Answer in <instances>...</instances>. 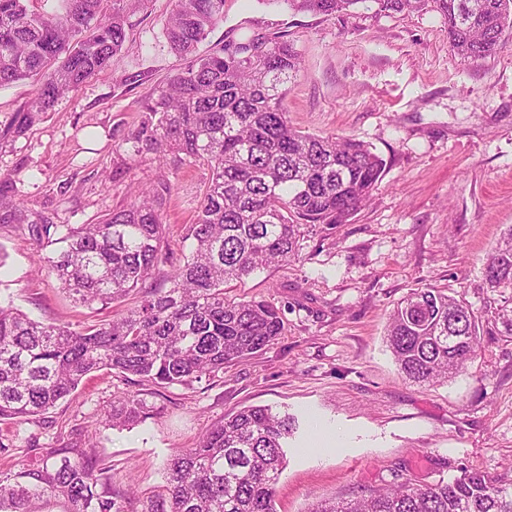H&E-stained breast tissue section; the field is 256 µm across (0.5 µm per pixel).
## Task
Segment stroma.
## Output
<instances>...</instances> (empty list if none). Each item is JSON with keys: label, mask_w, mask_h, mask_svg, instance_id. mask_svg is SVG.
Masks as SVG:
<instances>
[{"label": "stroma", "mask_w": 512, "mask_h": 512, "mask_svg": "<svg viewBox=\"0 0 512 512\" xmlns=\"http://www.w3.org/2000/svg\"><path fill=\"white\" fill-rule=\"evenodd\" d=\"M175 3L147 0L106 70L0 144L8 194L30 217L0 223L1 303L77 330L111 317V309L75 304L41 273L30 222H95L156 179L155 164H132L121 143L143 98L189 63L163 35ZM253 30L286 33L300 58L285 98L294 127L364 141L385 159L370 202L350 223L305 230L295 259L228 289L229 298L281 312V335L254 357L162 390L98 372L40 422L11 426L14 447L32 439L55 446L95 430L126 512H146L166 484L171 455L226 416L270 406L296 420L276 512H308L319 500L376 488L396 469L426 484L463 469L512 480V339L491 332L493 295L483 280L489 254L512 227V29L494 53L472 61L452 51L434 12L360 7L327 18L281 0H224L196 52ZM208 176L188 163L168 174L172 262L190 251L187 228ZM429 285L463 295L486 330L476 360L430 386L404 380L384 340L397 303ZM125 394L145 399L147 417L128 430L97 426ZM318 428L338 432V443H314Z\"/></svg>", "instance_id": "stroma-1"}]
</instances>
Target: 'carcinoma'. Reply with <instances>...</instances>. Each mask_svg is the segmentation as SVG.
<instances>
[{"label": "carcinoma", "instance_id": "cac0c4a2", "mask_svg": "<svg viewBox=\"0 0 512 512\" xmlns=\"http://www.w3.org/2000/svg\"><path fill=\"white\" fill-rule=\"evenodd\" d=\"M0 0V87L39 76L33 99L0 128V142L24 135L60 99L108 68L127 39L130 17L147 0ZM297 13L345 14L371 3L379 13L439 14L462 57L493 53L512 0H281ZM224 0H177L164 29L172 50L188 55L221 17ZM299 59L281 32L229 39L195 58L144 97L141 119L124 139L135 163L158 167L185 159L209 178L187 236L190 253L162 272L163 205L171 184L161 176L133 200L92 224H66L38 242L47 274L91 308L131 294L138 304L80 330L45 324L0 304V425L33 421L101 370L159 388L217 376L281 335L279 309L263 300L228 299L224 288L298 254L301 230L346 224L366 205L386 162L360 140L314 135L288 121L281 89ZM27 220L20 201L0 192V221ZM505 299L498 335L512 338V228L483 272ZM161 280L158 288L146 287ZM482 322L461 296L435 287L405 297L390 316L387 343L399 371L415 383L445 381L474 361ZM145 400L112 402L102 423L128 429L147 415ZM295 420L255 406L213 424L193 448L167 460L168 507L148 512H275V487ZM125 512L112 491V466L100 461L93 433L60 447H30L0 467V512ZM310 512H512V482L476 471L435 484L392 481L352 499L324 501Z\"/></svg>", "mask_w": 512, "mask_h": 512}]
</instances>
